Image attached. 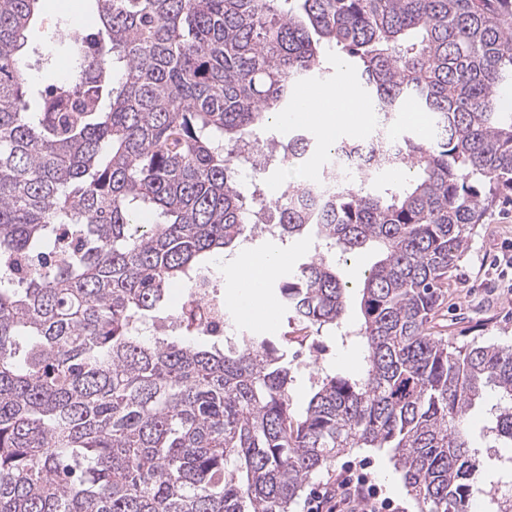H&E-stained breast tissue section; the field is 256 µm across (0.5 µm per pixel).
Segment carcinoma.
Here are the masks:
<instances>
[{
  "label": "carcinoma",
  "instance_id": "1",
  "mask_svg": "<svg viewBox=\"0 0 512 512\" xmlns=\"http://www.w3.org/2000/svg\"><path fill=\"white\" fill-rule=\"evenodd\" d=\"M40 0H0V512H289L353 448H391L422 512H495L512 497V345L429 332L486 211L512 199V0H89L101 27L67 42L40 89L20 57ZM351 61L378 123L341 157L376 174L278 204L277 236L310 226L343 257L372 244L356 377L325 369L292 411L288 336L224 350L171 288H191L254 218L233 154L324 72ZM39 100L31 109L29 98ZM414 102L431 136L389 137ZM288 164L313 138L282 145ZM154 210L160 219L138 223ZM311 333L339 327L343 282L317 255L276 285ZM170 312L182 336L144 328ZM499 397L484 461L467 421Z\"/></svg>",
  "mask_w": 512,
  "mask_h": 512
}]
</instances>
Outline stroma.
<instances>
[{
	"label": "stroma",
	"mask_w": 512,
	"mask_h": 512,
	"mask_svg": "<svg viewBox=\"0 0 512 512\" xmlns=\"http://www.w3.org/2000/svg\"><path fill=\"white\" fill-rule=\"evenodd\" d=\"M97 27V17L91 12L88 0H43L38 18L28 32L25 49L30 83L44 87L68 71L67 56L52 44L58 30L77 29L90 34L96 32ZM322 248L321 241L312 233L289 242L277 238L244 242L212 262L211 277L220 294L225 295L233 286L231 277L225 272L229 264L279 251L288 256L287 265L280 270L285 276ZM511 249L512 203L499 201L486 212L463 264L453 274L445 301L430 324L433 335L448 336L461 344L473 339L512 344V268L505 263V255ZM376 260L375 249L367 246L340 261L339 275L350 287L344 315L346 331L341 334L325 330L314 341L319 365L343 376L355 375L364 366L362 351L349 332L361 320L358 286ZM264 295L274 308L273 315L260 325L241 322V331L258 336L297 335L298 326L291 320L276 290L266 289ZM391 461L392 451L388 448L352 449L310 480L305 490L309 493L318 491L352 470L366 474L381 496L400 504L403 512H419L416 501L408 492L385 484L381 470Z\"/></svg>",
	"instance_id": "stroma-1"
}]
</instances>
